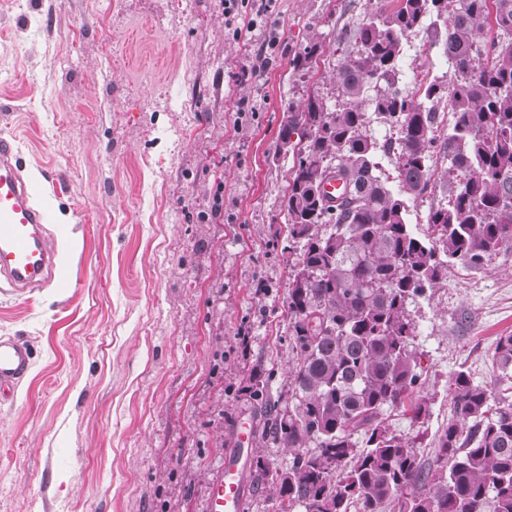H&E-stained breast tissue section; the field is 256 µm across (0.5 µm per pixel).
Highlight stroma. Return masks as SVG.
Listing matches in <instances>:
<instances>
[{
    "label": "stroma",
    "mask_w": 512,
    "mask_h": 512,
    "mask_svg": "<svg viewBox=\"0 0 512 512\" xmlns=\"http://www.w3.org/2000/svg\"><path fill=\"white\" fill-rule=\"evenodd\" d=\"M364 3L193 0L185 16L173 0H0V131L27 175L60 174L45 200L72 271L0 295V336L33 356L0 402V512H208L250 374L274 370L271 395L288 394L281 124L308 97L334 102L331 32ZM313 37L319 63L302 75L293 59ZM433 39L410 36L406 90L445 68ZM410 314L430 411L389 424L429 461L453 373L497 385L512 254L454 265Z\"/></svg>",
    "instance_id": "obj_1"
}]
</instances>
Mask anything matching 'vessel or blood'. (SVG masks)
<instances>
[{
    "label": "vessel or blood",
    "instance_id": "b4317fda",
    "mask_svg": "<svg viewBox=\"0 0 512 512\" xmlns=\"http://www.w3.org/2000/svg\"><path fill=\"white\" fill-rule=\"evenodd\" d=\"M45 189L24 178L9 135H0V293H34L70 279L62 266L49 229L51 211L39 201ZM30 366L26 341L0 336V399L11 397ZM254 445L253 430L236 425L234 443L211 482L210 512H246L249 492L247 460Z\"/></svg>",
    "mask_w": 512,
    "mask_h": 512
}]
</instances>
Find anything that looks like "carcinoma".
<instances>
[{
	"mask_svg": "<svg viewBox=\"0 0 512 512\" xmlns=\"http://www.w3.org/2000/svg\"><path fill=\"white\" fill-rule=\"evenodd\" d=\"M336 43L355 49L338 66L337 98L288 107L279 141L293 156L283 207L288 242V399L249 378L255 443L291 451L280 470L261 453L251 494L270 490L278 512H512V334L496 339L498 392L461 370L451 417L422 462L385 415L428 414L424 369L411 348L409 306L449 264L482 268L512 251V0H366ZM443 24L451 80L423 91L399 85L403 42ZM321 44L294 67L309 71ZM448 106L452 132L435 105ZM388 126L379 144L368 111ZM392 154L393 171L375 161ZM445 164L439 173L438 164ZM336 179V198L319 193ZM431 200L429 237L407 222L406 200ZM424 492H419V489Z\"/></svg>",
	"mask_w": 512,
	"mask_h": 512,
	"instance_id": "cac0c4a2",
	"label": "carcinoma"
}]
</instances>
